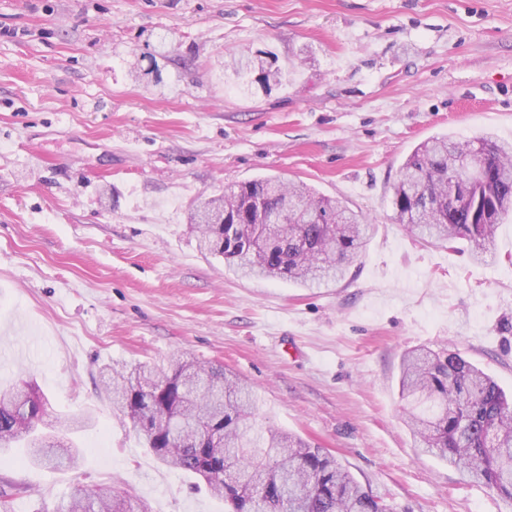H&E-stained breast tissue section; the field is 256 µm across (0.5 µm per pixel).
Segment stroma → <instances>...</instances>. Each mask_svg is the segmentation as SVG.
<instances>
[{"instance_id":"stroma-1","label":"stroma","mask_w":512,"mask_h":512,"mask_svg":"<svg viewBox=\"0 0 512 512\" xmlns=\"http://www.w3.org/2000/svg\"><path fill=\"white\" fill-rule=\"evenodd\" d=\"M276 60L262 88L230 66ZM512 142V0H0V385L78 415L77 469L0 453L14 512L110 485L151 512H224L112 407L108 369L176 361L246 380L253 426L327 449L396 512H512L416 448L400 363L448 347L512 394V217L480 264L392 220L417 145ZM268 176L362 212L327 287L242 277L202 253L199 195Z\"/></svg>"}]
</instances>
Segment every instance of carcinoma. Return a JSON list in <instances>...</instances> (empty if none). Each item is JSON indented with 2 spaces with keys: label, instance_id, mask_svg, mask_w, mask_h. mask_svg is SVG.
Wrapping results in <instances>:
<instances>
[{
  "label": "carcinoma",
  "instance_id": "carcinoma-1",
  "mask_svg": "<svg viewBox=\"0 0 512 512\" xmlns=\"http://www.w3.org/2000/svg\"><path fill=\"white\" fill-rule=\"evenodd\" d=\"M236 72H261L280 82L276 61L242 57ZM479 169L493 183L482 197L483 221H473L476 189L452 175ZM224 223L190 216L200 247L221 255L243 275L304 285L346 276L359 257L368 219L314 194L302 184L265 177L230 185L219 198ZM288 210L296 223L256 224L251 208ZM392 219L438 244L459 240L487 263L496 228L512 214V143L492 134L459 141L435 135L401 166L393 186ZM112 404L157 460L202 478L228 512H396L336 464L324 448L275 430L246 426L255 408L252 390L222 366L179 361L170 373L145 365L112 368ZM399 392L405 423L417 447L448 462L474 483L493 488L512 505V400L497 382L457 352L411 351L401 363ZM47 402L36 385L0 387V447L20 443L37 462L71 468L77 451L37 433ZM56 512H148L126 493L96 487Z\"/></svg>",
  "mask_w": 512,
  "mask_h": 512
}]
</instances>
